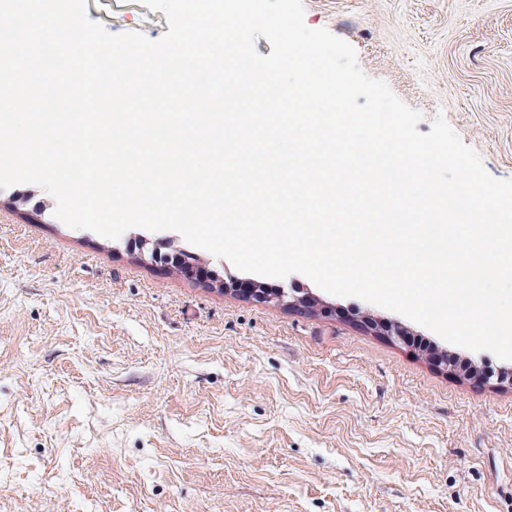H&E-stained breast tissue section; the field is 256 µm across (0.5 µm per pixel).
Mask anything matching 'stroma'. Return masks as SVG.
Returning <instances> with one entry per match:
<instances>
[{
  "label": "stroma",
  "mask_w": 512,
  "mask_h": 512,
  "mask_svg": "<svg viewBox=\"0 0 512 512\" xmlns=\"http://www.w3.org/2000/svg\"><path fill=\"white\" fill-rule=\"evenodd\" d=\"M303 5L420 133L444 115L512 179V0ZM87 14L169 30L137 0ZM56 207L0 190V512H512V388L441 371L359 323L398 313L303 275L319 311L144 264Z\"/></svg>",
  "instance_id": "35a3bbf8"
}]
</instances>
